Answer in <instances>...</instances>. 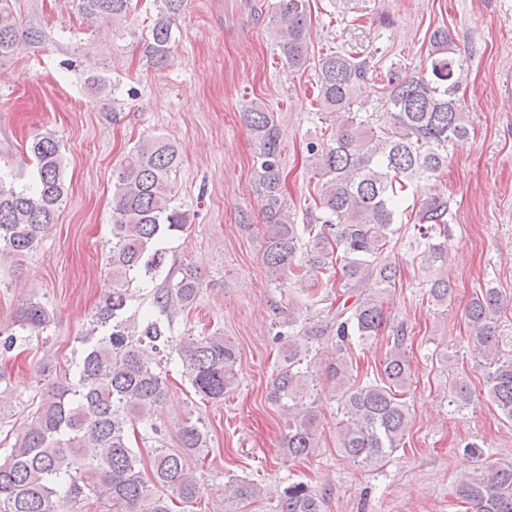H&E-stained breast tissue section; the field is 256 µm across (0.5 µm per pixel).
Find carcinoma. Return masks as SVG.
<instances>
[{
  "label": "carcinoma",
  "instance_id": "carcinoma-1",
  "mask_svg": "<svg viewBox=\"0 0 512 512\" xmlns=\"http://www.w3.org/2000/svg\"><path fill=\"white\" fill-rule=\"evenodd\" d=\"M157 13L145 53L165 66L175 45L173 25L185 0H155ZM134 0H78L89 18L120 21ZM274 32L289 67H306L310 15L306 0H276ZM425 72L392 73L386 112L372 126L354 111L359 90L371 71L367 58L338 51L318 62V99L336 117L327 140L310 141L307 152L317 178L318 202L304 224L285 208L281 193L280 129L274 112L254 101L243 120L255 143L257 192L265 219L262 258L277 285L288 284L305 309L325 300L336 287L353 299L322 319L290 313L277 323L285 340L276 363L269 400L281 411L288 456L307 459L319 447L320 384L337 404L340 453L356 466L380 463L405 447L411 417L405 399L412 370L406 357L408 328L392 327L390 345L376 374H353L351 346L371 343L387 318L383 295L396 287L399 264L389 243L412 225L416 248L428 271V301L448 307L453 286L440 271L448 258V198L434 193L405 207L409 188L440 178L448 147L469 134L468 113L459 96L466 61L446 27L429 36ZM22 45L10 0H0V55ZM30 152L37 167L31 186L0 174V255L21 260L41 244L65 196L60 145L49 131L33 133ZM178 166L175 146L165 137L138 142L113 177L111 285L83 336L82 354L47 383L31 421L0 459V512H173L192 507L203 483L190 459L203 462L210 438L200 420L178 425L177 447L160 439L157 415L165 404L167 379L161 359L177 354L195 394L224 402L237 382L239 351L220 332L207 336L171 335L173 315L200 293V278L189 268L167 266L162 242L187 225L185 213L171 206L170 176ZM161 278L149 292L142 315L128 314L137 281ZM379 285L374 292L364 286ZM501 293L482 288L465 316L475 336L472 352L482 369L487 395L501 419L512 422V355L500 350ZM50 316L39 302L21 308L0 328V348L13 350L25 333L44 328ZM332 351L320 361L319 345ZM474 392L467 376L449 379V403L463 411ZM149 442L147 453L133 442ZM258 486L233 478L224 484V512L259 498ZM465 512H512V464L488 465L462 474L453 487ZM327 495L303 481H290L272 512H325Z\"/></svg>",
  "mask_w": 512,
  "mask_h": 512
}]
</instances>
